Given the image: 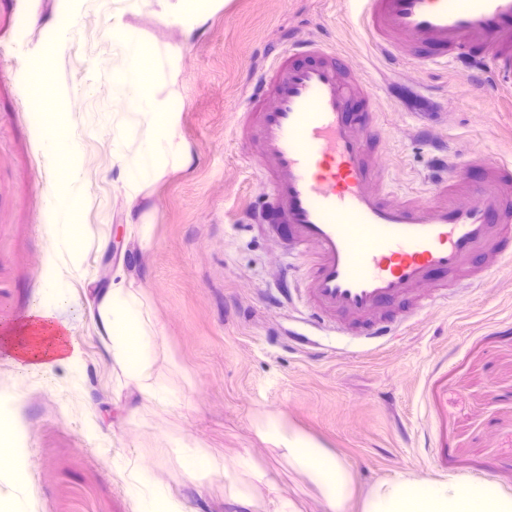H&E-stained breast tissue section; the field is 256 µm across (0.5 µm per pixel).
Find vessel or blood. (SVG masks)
Wrapping results in <instances>:
<instances>
[{"instance_id":"obj_1","label":"vessel or blood","mask_w":512,"mask_h":512,"mask_svg":"<svg viewBox=\"0 0 512 512\" xmlns=\"http://www.w3.org/2000/svg\"><path fill=\"white\" fill-rule=\"evenodd\" d=\"M386 60L426 51L475 84H512V0H357ZM376 90L326 40L292 37L252 83L237 126L259 150L266 199L256 212L299 252L307 305L368 342L415 315L433 275L484 281L512 266V164L481 154L436 158L428 197L385 186ZM480 167L470 180L467 169ZM469 196L466 204L458 196Z\"/></svg>"}]
</instances>
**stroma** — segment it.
I'll return each instance as SVG.
<instances>
[{
    "instance_id": "stroma-1",
    "label": "stroma",
    "mask_w": 512,
    "mask_h": 512,
    "mask_svg": "<svg viewBox=\"0 0 512 512\" xmlns=\"http://www.w3.org/2000/svg\"><path fill=\"white\" fill-rule=\"evenodd\" d=\"M20 9L32 11L33 23L15 49L8 17ZM64 11L77 23L63 37L56 19ZM116 17L136 41L169 55L160 93L177 103V140L188 158L134 199L114 185L112 129L122 117L113 108L119 89L109 75L108 29ZM291 34L330 40L376 85L387 141L381 163L394 194L426 195L436 141L452 157L479 152L512 162V88L489 74L480 91L416 60L387 66L355 0H138L132 8L124 0H0V337L42 298L46 190L55 173L17 74L62 37L68 47L54 67L78 92L70 121L85 189L73 214L86 249L64 277L84 352L81 382L62 369L51 380L27 374L0 349V391L22 396L34 512H136L125 485L143 471L191 507L229 512L223 481L195 489L170 441L196 437L219 454L275 467L277 453L255 430L266 413L283 414L335 451L361 492L410 470L489 480L512 494V268L480 284L450 278L447 300L377 347L339 333L308 346L295 335L308 315L297 293L308 264L244 213L263 196L256 152L236 135L253 75ZM132 212L145 214L149 244L127 231ZM119 272L143 290L162 330L156 372L177 398L168 407L124 389L85 313ZM184 370L192 387L183 385ZM92 417L109 434V453L84 436ZM115 455L125 470H113Z\"/></svg>"
}]
</instances>
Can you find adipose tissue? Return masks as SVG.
Wrapping results in <instances>:
<instances>
[{
  "mask_svg": "<svg viewBox=\"0 0 512 512\" xmlns=\"http://www.w3.org/2000/svg\"><path fill=\"white\" fill-rule=\"evenodd\" d=\"M109 35L112 81L123 90L121 100L114 104L123 120L113 130V142L123 157L120 185L134 196L144 182L182 161L176 142L175 108L171 101L157 95L169 58L154 46L134 43L120 21H113ZM38 72L44 95L51 103L38 136L50 162L60 168V178L67 187L62 192L51 190L48 195L53 218L49 226L51 246L41 272L44 301L35 305L0 344L24 369L49 379L55 368L76 373L83 362V351L72 334V301L60 280L59 264L82 253L84 229L71 217V206L82 193L78 149L73 143L66 147L60 144L62 136L73 133L67 118L73 92L55 79L49 62H42ZM91 318L126 386L144 399L167 403L168 394L155 372L159 330L124 276L113 278L99 295ZM256 429L282 450L289 468L308 479L331 512H346L354 496V480L334 451L278 415L261 417ZM22 431L19 399L0 392V489L9 491L0 501V512H32L26 490L27 456ZM174 451L192 484L223 480L233 512H297L288 499L257 500L254 486L261 484L273 490L277 480L274 473L247 456L224 457L198 439L176 440ZM126 493L136 502L137 512H194L186 498L147 475L128 481ZM361 512H512V494L489 481H438L406 471L370 488Z\"/></svg>",
  "mask_w": 512,
  "mask_h": 512,
  "instance_id": "1",
  "label": "adipose tissue"
}]
</instances>
